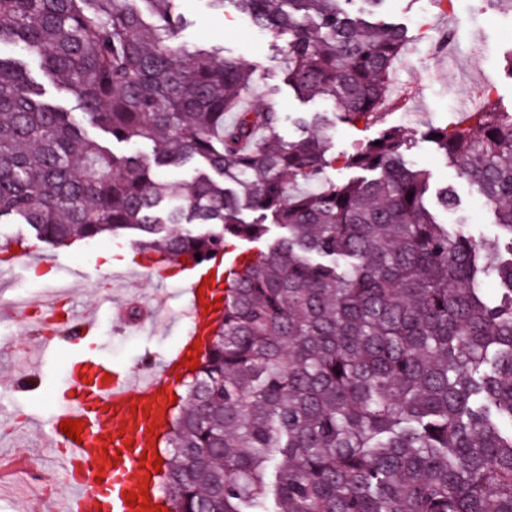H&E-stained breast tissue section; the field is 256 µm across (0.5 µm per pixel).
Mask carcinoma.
I'll return each instance as SVG.
<instances>
[{"label":"carcinoma","instance_id":"cac0c4a2","mask_svg":"<svg viewBox=\"0 0 512 512\" xmlns=\"http://www.w3.org/2000/svg\"><path fill=\"white\" fill-rule=\"evenodd\" d=\"M174 2L0 0V47L17 52L0 54V224L52 245L135 231L143 252L189 262L282 230L224 275L163 492L177 488V512H512V112L488 104L427 131L494 210L503 263L438 221L394 127L345 158L372 177L294 192L335 164L324 116L298 117L288 141L279 88L242 108L256 70L182 41ZM206 2L285 37L284 82L300 97L351 125L382 118L408 31L355 6L385 0ZM25 57L75 110L44 98ZM192 162L209 172L174 192L163 169Z\"/></svg>","mask_w":512,"mask_h":512}]
</instances>
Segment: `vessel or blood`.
Segmentation results:
<instances>
[{"mask_svg":"<svg viewBox=\"0 0 512 512\" xmlns=\"http://www.w3.org/2000/svg\"><path fill=\"white\" fill-rule=\"evenodd\" d=\"M213 267L209 261L191 268L185 284L190 327L175 352L149 362L146 370L114 373L105 359L75 351L78 364L87 369L86 379L79 393L63 395L47 425L51 445L62 448V465L73 476L64 512H143L141 506L126 502L127 495L142 490L150 505H167L153 466L154 438L168 424L173 384L188 372L183 357L197 356L198 346L215 327L214 291L205 284ZM55 348L51 338L38 344L34 370L26 378L29 387L45 381ZM69 420L84 422L80 440L61 432V423Z\"/></svg>","mask_w":512,"mask_h":512,"instance_id":"vessel-or-blood-1","label":"vessel or blood"}]
</instances>
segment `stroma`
<instances>
[{"instance_id":"35a3bbf8","label":"stroma","mask_w":512,"mask_h":512,"mask_svg":"<svg viewBox=\"0 0 512 512\" xmlns=\"http://www.w3.org/2000/svg\"><path fill=\"white\" fill-rule=\"evenodd\" d=\"M176 10L184 21L185 41L223 45L226 55L256 67L260 82L244 98V107L263 106L265 85L279 86L277 108L283 116L280 133L285 139L299 136L297 117L314 112L325 116L330 153L337 159L327 171L329 179L339 183L358 178L359 170L346 167L344 156L376 138L383 128L398 127L410 140L407 162L427 170L432 188L453 190L456 207L446 215V222L464 220L487 250L503 249L507 238L492 214L480 207L471 185L437 153L425 132L479 106L482 99L478 90L483 86L498 110L512 112V75L506 68V55L512 51V0H455L448 9L439 6L437 0H388L385 19L407 28L410 40L392 72L394 107L383 121L365 127L340 120L332 102L302 100L283 85L282 53L276 38L252 27L242 15L212 12L205 0H177ZM449 30L454 33L452 45L457 54L453 66L436 46ZM16 237L23 238L25 250L41 254L44 262L35 266L19 261L0 279V307L8 312L0 319V442L7 444L9 457L18 462L12 475L0 484V512H46L52 501L65 493L70 477L59 469L55 449L45 446L40 435L26 436L22 430L30 414L48 418L55 408L51 395L68 386L81 368L71 356L68 325L55 324L61 351L54 359L46 388L23 392L29 356L42 338L43 314L38 303L56 299L62 312L97 309L98 344L104 356L113 368L131 373L143 366L147 353L166 355L186 334L184 273L171 264L154 275H135L123 300L133 308L150 303L155 295H164L165 321L152 336L132 326L118 332L111 311L101 310L100 302L112 289V278L120 270L119 259L134 257V235L52 247L32 238L28 225L0 226V244ZM107 253L115 257L114 265H105L103 256Z\"/></svg>"}]
</instances>
